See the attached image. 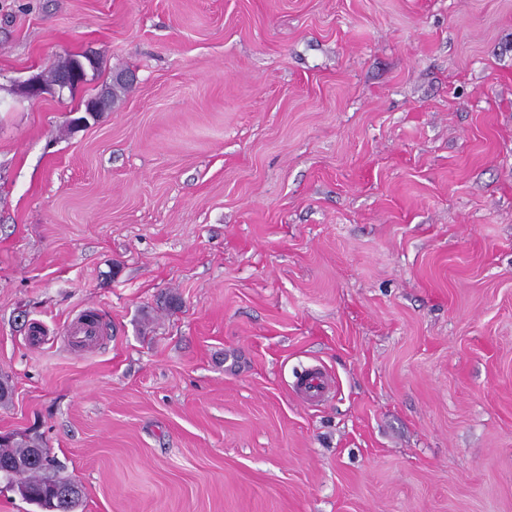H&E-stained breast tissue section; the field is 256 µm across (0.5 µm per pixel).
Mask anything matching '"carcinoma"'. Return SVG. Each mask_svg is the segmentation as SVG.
Segmentation results:
<instances>
[{
  "label": "carcinoma",
  "mask_w": 512,
  "mask_h": 512,
  "mask_svg": "<svg viewBox=\"0 0 512 512\" xmlns=\"http://www.w3.org/2000/svg\"><path fill=\"white\" fill-rule=\"evenodd\" d=\"M34 447L33 438L25 435H9L7 441L0 442V462L10 463L9 470L0 473V478L6 479V485L17 489L28 503L32 497H40L41 512H76L81 492L73 491L69 497L55 494L54 487L62 484L63 477L48 475V468L32 461Z\"/></svg>",
  "instance_id": "cac0c4a2"
}]
</instances>
